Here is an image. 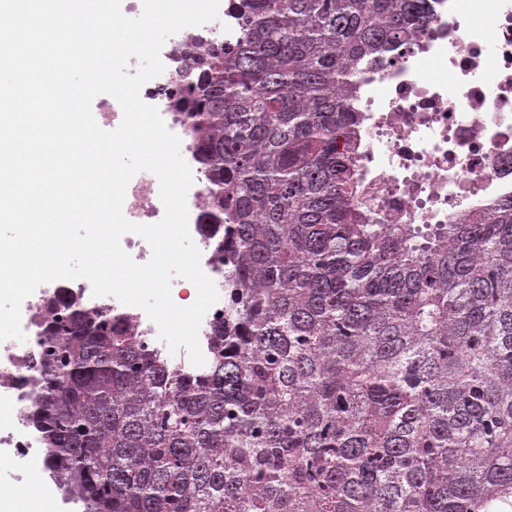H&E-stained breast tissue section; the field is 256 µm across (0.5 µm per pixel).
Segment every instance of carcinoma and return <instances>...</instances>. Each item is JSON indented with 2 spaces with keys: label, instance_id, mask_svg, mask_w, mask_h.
Instances as JSON below:
<instances>
[{
  "label": "carcinoma",
  "instance_id": "1",
  "mask_svg": "<svg viewBox=\"0 0 512 512\" xmlns=\"http://www.w3.org/2000/svg\"><path fill=\"white\" fill-rule=\"evenodd\" d=\"M183 112L224 267L191 372L61 288L30 426L83 512H512V201L429 237L354 204L357 64L425 0H237Z\"/></svg>",
  "mask_w": 512,
  "mask_h": 512
}]
</instances>
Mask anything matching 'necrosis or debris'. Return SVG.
<instances>
[{
    "label": "necrosis or debris",
    "mask_w": 512,
    "mask_h": 512,
    "mask_svg": "<svg viewBox=\"0 0 512 512\" xmlns=\"http://www.w3.org/2000/svg\"><path fill=\"white\" fill-rule=\"evenodd\" d=\"M229 0L203 25L174 34L164 75L145 83L167 129L184 137L168 106L185 52L198 43L233 45L239 22ZM427 28L361 72L351 108L359 120L357 203L387 223H457L464 212L490 216L512 200V0H427ZM126 219L153 224L164 215L159 181L134 177L123 203ZM32 347L0 346V387L16 403V420L0 446L34 453L25 423L24 389L33 377Z\"/></svg>",
    "instance_id": "4bbe7bcc"
}]
</instances>
